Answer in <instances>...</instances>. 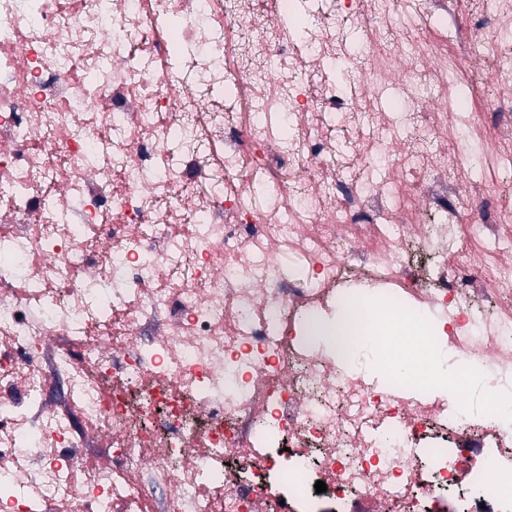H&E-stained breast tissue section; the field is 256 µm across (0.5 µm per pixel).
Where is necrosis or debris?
Here are the masks:
<instances>
[{
	"instance_id": "obj_1",
	"label": "necrosis or debris",
	"mask_w": 512,
	"mask_h": 512,
	"mask_svg": "<svg viewBox=\"0 0 512 512\" xmlns=\"http://www.w3.org/2000/svg\"><path fill=\"white\" fill-rule=\"evenodd\" d=\"M0 182V500L512 512V0H0Z\"/></svg>"
}]
</instances>
